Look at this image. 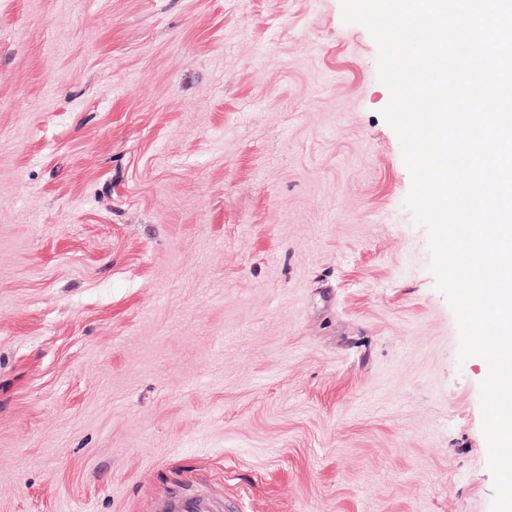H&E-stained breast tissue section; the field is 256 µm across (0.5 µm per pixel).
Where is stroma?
<instances>
[{"label":"stroma","mask_w":512,"mask_h":512,"mask_svg":"<svg viewBox=\"0 0 512 512\" xmlns=\"http://www.w3.org/2000/svg\"><path fill=\"white\" fill-rule=\"evenodd\" d=\"M376 58L340 0H0V512H490Z\"/></svg>","instance_id":"1"}]
</instances>
